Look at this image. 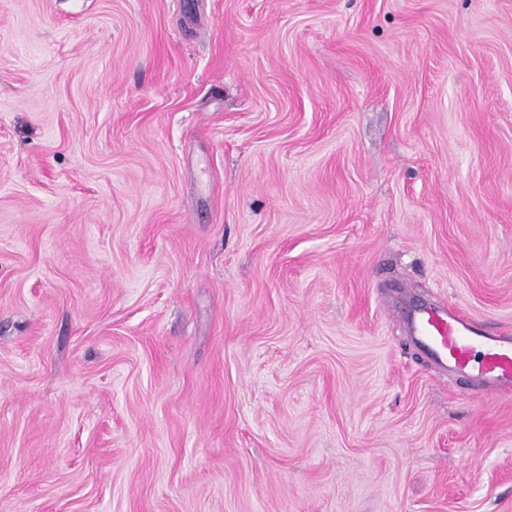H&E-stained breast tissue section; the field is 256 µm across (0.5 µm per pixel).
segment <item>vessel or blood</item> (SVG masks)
<instances>
[{
	"instance_id": "1",
	"label": "vessel or blood",
	"mask_w": 512,
	"mask_h": 512,
	"mask_svg": "<svg viewBox=\"0 0 512 512\" xmlns=\"http://www.w3.org/2000/svg\"><path fill=\"white\" fill-rule=\"evenodd\" d=\"M407 328L439 369L488 391L512 394V335L483 331L452 306L411 313Z\"/></svg>"
}]
</instances>
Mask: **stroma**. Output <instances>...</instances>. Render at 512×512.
<instances>
[{
	"mask_svg": "<svg viewBox=\"0 0 512 512\" xmlns=\"http://www.w3.org/2000/svg\"><path fill=\"white\" fill-rule=\"evenodd\" d=\"M512 0H0V512H512ZM412 342L439 369L497 394H512V335L483 331L454 306L407 317Z\"/></svg>",
	"mask_w": 512,
	"mask_h": 512,
	"instance_id": "stroma-1",
	"label": "stroma"
}]
</instances>
